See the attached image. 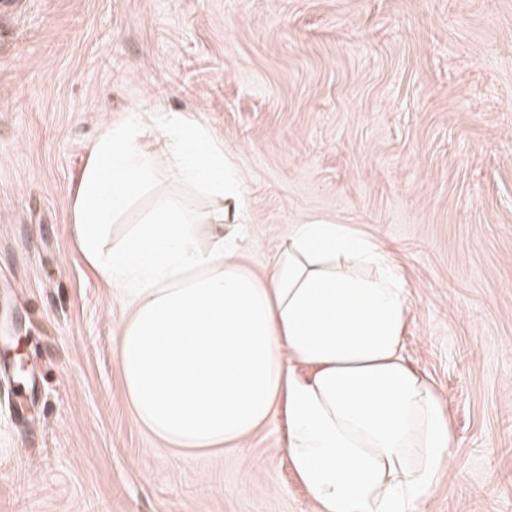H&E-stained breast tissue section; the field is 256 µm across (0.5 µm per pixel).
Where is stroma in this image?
<instances>
[{
    "mask_svg": "<svg viewBox=\"0 0 512 512\" xmlns=\"http://www.w3.org/2000/svg\"><path fill=\"white\" fill-rule=\"evenodd\" d=\"M160 106L223 143L256 273L292 224L384 244L409 363L456 435L414 512H512V0H19L0 24V512H316L283 414L221 453L133 417L125 306L73 204L103 123ZM144 142L152 185L111 236L159 192L213 206Z\"/></svg>",
    "mask_w": 512,
    "mask_h": 512,
    "instance_id": "35a3bbf8",
    "label": "stroma"
}]
</instances>
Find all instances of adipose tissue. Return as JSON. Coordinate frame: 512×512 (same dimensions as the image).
Returning <instances> with one entry per match:
<instances>
[{
    "label": "adipose tissue",
    "mask_w": 512,
    "mask_h": 512,
    "mask_svg": "<svg viewBox=\"0 0 512 512\" xmlns=\"http://www.w3.org/2000/svg\"><path fill=\"white\" fill-rule=\"evenodd\" d=\"M149 130L216 207L197 213L161 197L106 241L150 180ZM240 196L223 144L181 113L103 125L73 232L126 302L116 351L136 420L173 451H220L280 410L291 465L318 512H412L456 437L433 385L405 358L409 307L395 266L349 225L310 221L289 226L257 275L222 232Z\"/></svg>",
    "instance_id": "obj_1"
}]
</instances>
